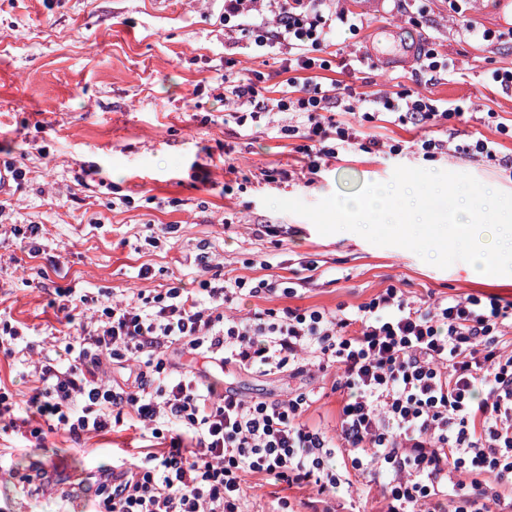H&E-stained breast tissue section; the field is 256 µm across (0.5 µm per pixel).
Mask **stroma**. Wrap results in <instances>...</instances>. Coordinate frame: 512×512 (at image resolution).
Instances as JSON below:
<instances>
[{"label":"stroma","instance_id":"35a3bbf8","mask_svg":"<svg viewBox=\"0 0 512 512\" xmlns=\"http://www.w3.org/2000/svg\"><path fill=\"white\" fill-rule=\"evenodd\" d=\"M342 4L365 17L363 29L317 51L330 69L297 71L299 82L340 83L360 97L415 89L468 99L475 118L425 129L337 113L335 121L358 126V143L323 158L313 174L301 139L280 131L288 115L242 126L226 110L224 79L249 75L276 98L292 75L282 56L253 51L247 37L225 48L224 0H0V158L26 171L0 195V223L42 227L33 254L0 236V318L22 332L17 353L0 351V385L16 396V420L29 415L34 361L64 362L60 338L75 332L56 289H78L95 307L152 295L198 278L200 254L228 278L291 282L298 294L290 305L328 312L368 302L390 285L421 302L471 294L512 301V275L475 281L465 262L441 269L408 249L350 231L323 235L303 216L264 206L267 196L313 204L385 183L399 165L466 173L512 194V136L500 132L512 126V90L491 80L495 70H512V16L497 0H414L415 26L396 0ZM464 22L495 31L496 41L468 37ZM382 36L394 45L428 40L454 68L434 81L412 61L386 68L374 52ZM477 136L497 142L495 158L457 153ZM425 137L444 142L445 151L424 156L417 142ZM373 139L400 146L399 155L368 150ZM204 381L246 400L314 391L310 420L336 427L335 371L266 374L228 365L211 368ZM146 443L142 428L124 425L79 439L53 432L41 448L18 428L0 430V512H74L75 499L35 492L23 476L40 464L66 488L143 456ZM246 485L245 512H265L274 495L307 512L316 496L313 487L275 485L263 475ZM331 507L380 512L382 502L356 477Z\"/></svg>","mask_w":512,"mask_h":512}]
</instances>
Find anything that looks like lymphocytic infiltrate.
Instances as JSON below:
<instances>
[{"label": "lymphocytic infiltrate", "mask_w": 512, "mask_h": 512, "mask_svg": "<svg viewBox=\"0 0 512 512\" xmlns=\"http://www.w3.org/2000/svg\"><path fill=\"white\" fill-rule=\"evenodd\" d=\"M224 0V34H247L266 53L290 52L296 69L316 66L312 53L341 31L358 33V13L329 0ZM239 122H270L272 112L301 115L292 133L331 157L352 145V129H329L326 112L360 111L366 122L393 114L399 124L460 119L466 102L442 101L412 90L378 92L353 103L349 87H295L266 97L248 77L228 85ZM336 146H329L328 138ZM200 294L165 291L104 304L67 343L68 362L38 366L41 386L27 401L45 426L71 436L107 432L124 416L150 427L163 450L147 453L96 481L95 512H242L245 478L266 474L290 486L337 492L343 479L332 460L344 448L355 473L386 476L384 512H512V302L493 296L446 298L424 307L388 286L369 302L339 315L283 306L248 317L226 315L240 293L289 297L293 287L258 279L202 280ZM263 372L336 368L341 394L339 431L329 439L304 416L310 390L288 399L245 400L216 395L193 372L171 377L178 353ZM135 361L132 382L106 380L110 362Z\"/></svg>", "instance_id": "f902f5d3"}]
</instances>
